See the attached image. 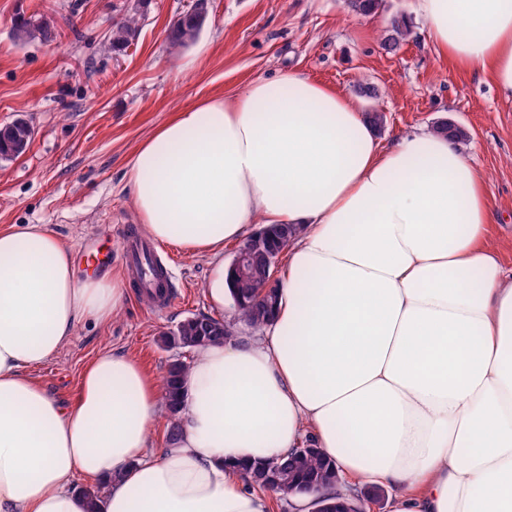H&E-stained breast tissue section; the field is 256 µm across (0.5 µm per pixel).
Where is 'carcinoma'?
<instances>
[{"instance_id": "1", "label": "carcinoma", "mask_w": 512, "mask_h": 512, "mask_svg": "<svg viewBox=\"0 0 512 512\" xmlns=\"http://www.w3.org/2000/svg\"><path fill=\"white\" fill-rule=\"evenodd\" d=\"M383 0H349L353 11L371 15L381 8ZM136 18L126 17L112 27V47L120 49L129 44L135 37ZM391 34L381 47L386 52L395 50L400 42L409 34V24L402 14H394L389 19ZM201 27L194 22V17L187 11L180 14L168 27L167 42L174 49L183 48L193 43ZM15 36L20 41L37 38L45 43L53 41L50 24L44 19H23L15 27ZM432 130L457 142L467 137L466 131L454 122L442 120ZM33 128L28 121L19 118L8 125L0 127V160L10 161L24 154L32 142ZM254 249V258L245 269L241 278L242 287L235 288L229 295H237L241 300L234 303L237 319L247 324L252 330H258L270 322L266 315L268 303L264 291L268 287L272 274V266L266 257L270 249L268 240L249 238ZM228 339L224 335V323L209 316L186 318L178 324L177 342L182 348L194 347L205 343H221ZM187 365L176 360L168 364L164 376L165 394L170 412L167 424V441H174L179 434V425L175 415L180 407L184 386L182 379ZM277 470L275 481L281 486L292 488L303 485L307 488L330 487L336 479V463L324 458L317 450L306 453L295 452L287 457L276 459ZM268 462H256L243 467L247 481L252 487L261 490L267 488L270 473Z\"/></svg>"}]
</instances>
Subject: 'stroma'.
Here are the masks:
<instances>
[{"label":"stroma","mask_w":512,"mask_h":512,"mask_svg":"<svg viewBox=\"0 0 512 512\" xmlns=\"http://www.w3.org/2000/svg\"><path fill=\"white\" fill-rule=\"evenodd\" d=\"M135 0H0V126L29 120L33 140L0 161V227L43 224L72 250L78 275L90 256L122 271V230L139 220L124 175L136 146L175 112L213 96L243 92L286 71L340 91H377L386 114L383 142L449 119L465 128L460 150L484 174L492 210L490 242L512 268V98L489 77L455 67L435 51L417 0H383L375 14L346 0H207V19L188 47L171 49L166 30L196 0H148L130 45L112 46L113 23ZM405 14L411 32L392 53L381 49L389 17ZM23 17L54 23L44 43L15 37ZM178 297L157 309L128 288L124 310L106 326L79 325L70 342L32 372L67 403L85 366L102 349L136 358L154 377L190 350L163 346L165 332L215 309L207 256L158 244Z\"/></svg>","instance_id":"35a3bbf8"}]
</instances>
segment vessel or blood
I'll use <instances>...</instances> for the list:
<instances>
[{"mask_svg":"<svg viewBox=\"0 0 512 512\" xmlns=\"http://www.w3.org/2000/svg\"><path fill=\"white\" fill-rule=\"evenodd\" d=\"M157 250L155 245L139 233H128L124 238L123 262L131 276L144 294L150 295L157 307L167 306L175 288L167 273L156 274L150 269V263Z\"/></svg>","mask_w":512,"mask_h":512,"instance_id":"1","label":"vessel or blood"}]
</instances>
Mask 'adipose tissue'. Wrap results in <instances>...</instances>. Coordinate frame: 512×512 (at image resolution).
Masks as SVG:
<instances>
[{"label":"adipose tissue","instance_id":"1","mask_svg":"<svg viewBox=\"0 0 512 512\" xmlns=\"http://www.w3.org/2000/svg\"><path fill=\"white\" fill-rule=\"evenodd\" d=\"M438 54L512 96V0H418ZM126 188L149 237L216 264L290 224L288 272L259 333L195 348L179 435L148 449L158 379L109 350L62 404L30 372L126 302L78 279L45 225L0 228V512H269L242 467L313 445L390 512H512V270L488 185L448 137L384 145L353 96L284 73L175 113Z\"/></svg>","mask_w":512,"mask_h":512}]
</instances>
